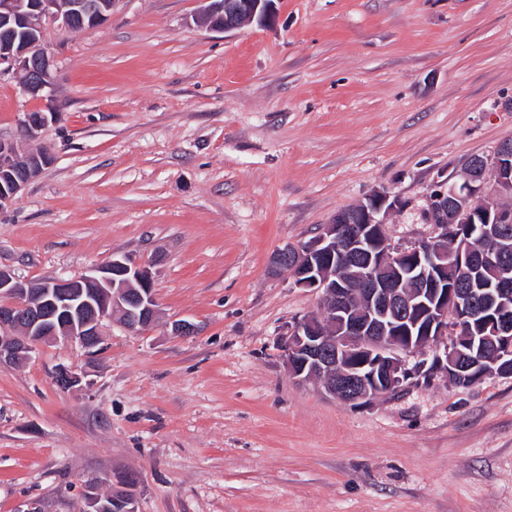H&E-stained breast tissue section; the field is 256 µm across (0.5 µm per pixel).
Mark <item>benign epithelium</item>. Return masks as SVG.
Returning a JSON list of instances; mask_svg holds the SVG:
<instances>
[{"label":"benign epithelium","mask_w":512,"mask_h":512,"mask_svg":"<svg viewBox=\"0 0 512 512\" xmlns=\"http://www.w3.org/2000/svg\"><path fill=\"white\" fill-rule=\"evenodd\" d=\"M121 0L104 11L97 0H0V72L22 75V89L43 108L25 113L23 138L32 143L56 113L52 89L55 56L45 30L56 25L72 33L103 25ZM203 22L231 32L246 22L268 24L275 0H202ZM51 163L50 153L0 139V211ZM512 140L490 156L471 157L459 180L428 197L435 235L396 247L384 235L387 215L398 199L377 191L337 213L309 241L285 245L269 259L272 274L286 269L294 284L320 294L317 311L295 322L285 337L282 359L301 381L316 380L334 399L365 406L398 391L415 377L444 372L448 383H471L512 375V269L500 255L479 249L473 225L488 224L496 236L512 224ZM479 262L502 265L492 290L496 306L484 305L482 288L472 286ZM460 287L446 286L448 267ZM0 366L32 357L48 341L64 340L92 355L102 328L114 317L130 330L149 329L159 314L149 270L125 254L73 278L32 283L0 268ZM480 326L499 339L494 357L473 341ZM63 389L91 382L61 367L54 376Z\"/></svg>","instance_id":"obj_1"}]
</instances>
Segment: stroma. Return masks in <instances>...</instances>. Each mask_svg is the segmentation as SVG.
I'll list each match as a JSON object with an SVG mask.
<instances>
[{"label": "stroma", "instance_id": "stroma-1", "mask_svg": "<svg viewBox=\"0 0 512 512\" xmlns=\"http://www.w3.org/2000/svg\"><path fill=\"white\" fill-rule=\"evenodd\" d=\"M201 8L120 0L46 32L52 162L0 210V267L126 254L159 318L0 366V512H83L118 473L136 512H512V375L339 402L281 356L318 294L267 271L379 190L401 201L392 243L433 236L428 192L512 138V0H277L229 33ZM42 106L0 76V138ZM61 365L92 387L59 388Z\"/></svg>", "mask_w": 512, "mask_h": 512}]
</instances>
